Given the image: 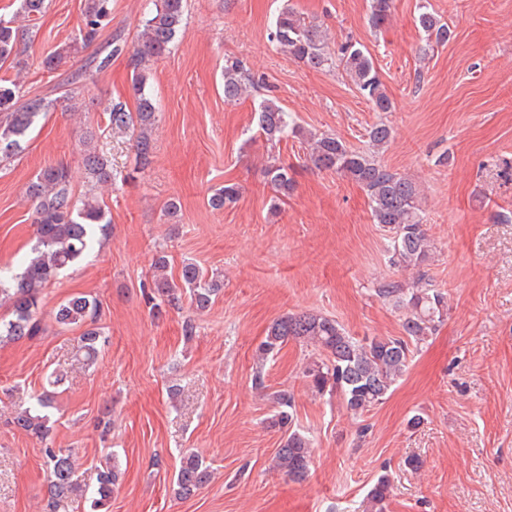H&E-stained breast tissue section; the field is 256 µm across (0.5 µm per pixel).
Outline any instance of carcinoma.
<instances>
[{
	"label": "carcinoma",
	"instance_id": "1",
	"mask_svg": "<svg viewBox=\"0 0 512 512\" xmlns=\"http://www.w3.org/2000/svg\"><path fill=\"white\" fill-rule=\"evenodd\" d=\"M393 0H370L369 23L380 28L392 15ZM111 0H86L74 40L48 54L42 65L55 70L62 60L94 42L109 23ZM184 0H153L152 9L142 21L136 45L128 57L137 105L129 112L118 102L103 108L106 126L112 131L130 132L141 167L151 163L156 107L145 92L147 65L170 52L180 31ZM419 28L425 34L427 49L444 46L452 37L448 24L427 3L419 6ZM270 38L279 48L309 68L323 70L333 65L376 112H389L393 101L388 95L373 58L357 42L341 45L337 56L328 49L322 25L308 19L284 0L273 22ZM20 34L14 21L0 18V63L22 70L27 60L20 50ZM253 81L239 59L224 60V101L235 103L248 94ZM55 109L54 101L23 94L20 83L0 80V161L18 154L36 119ZM258 131L266 141L277 144L304 131L274 98L263 99L255 108ZM391 127L379 121L367 130L365 149L349 147L338 136L322 133L314 137L307 165L318 171H334L359 184L371 206L374 223L387 233L389 262L398 268L422 267L430 258V244L423 227L419 189L415 182L392 171L378 160L390 142ZM85 168L91 183L112 180V163L103 152L86 154ZM267 183L274 192L272 207L294 191L291 167L273 158L264 168ZM25 196L35 207L36 233L30 251L15 264L0 266V301L9 304L11 318L0 320V343L32 339L43 331L39 319L41 295L60 273L83 260L94 247L97 232L108 223L106 212L93 190L82 195L73 191L71 175L63 164L41 168L25 188ZM240 197L235 183H226L209 199L214 210L233 206ZM166 256L152 264L149 300L153 307L165 304L180 307L187 297L192 312L206 311L221 292L222 283L206 279L200 268L187 263L179 280L167 273ZM378 297L402 312L401 335L352 336L338 321L312 312L287 314L269 327L258 347V362L252 378L256 390L267 389L264 363L279 354L288 341L301 343L314 351L303 367L313 393L340 400L346 412L362 418L383 403L410 367L414 350L432 337L448 314L447 293L420 278L415 282L390 280L377 288ZM98 304L77 294L61 303L55 312L56 323L63 328L80 327L79 352L89 364L99 355L102 331L96 327ZM31 405L22 409L13 424L44 443L43 465L47 474L48 512H80L90 503V512H109L112 494L119 485L121 472L110 463L99 470L97 487L92 493L81 484L78 463L70 448H55L50 441L51 418L44 410L53 407V392L45 389L31 396ZM296 402L293 392L284 388L272 393V412L266 427L281 433L273 465L290 480H306L315 466L313 439L295 426ZM210 466L202 456L191 452L184 456L176 475V494L190 498L211 481ZM393 482L389 474L378 476L360 502L356 512H388Z\"/></svg>",
	"mask_w": 512,
	"mask_h": 512
}]
</instances>
